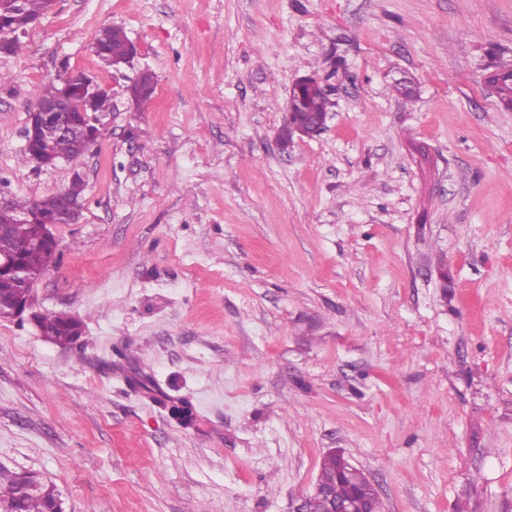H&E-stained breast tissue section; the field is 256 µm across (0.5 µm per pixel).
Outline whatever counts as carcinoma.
<instances>
[{
  "label": "carcinoma",
  "instance_id": "cac0c4a2",
  "mask_svg": "<svg viewBox=\"0 0 512 512\" xmlns=\"http://www.w3.org/2000/svg\"><path fill=\"white\" fill-rule=\"evenodd\" d=\"M52 8V0H0V41L6 44V53L16 54L21 49L19 34L26 31L28 20L36 19ZM130 43L126 33L120 27H107L101 30L95 38L93 48L102 64L109 68L113 66V58L125 54ZM490 83L496 89L501 104L507 110H512V59L497 65V70L490 78ZM136 104L140 107L147 105L155 90L154 76L149 72L141 73L132 86ZM331 105L329 95L323 86L316 83H306L293 92L288 111L327 113ZM47 145L51 153L69 162H74L84 154L75 141L69 137L47 136ZM85 191V181L81 177L72 179L64 195L41 200H22L11 198L9 207L0 211V225L5 228L12 239L25 243L34 240L42 241L40 248L27 252L22 261L25 266L36 273L49 270L54 266L56 257V242H46V220L58 213L62 198L82 203ZM19 213H28V222L18 224L15 217ZM18 283L9 273L0 272V300L8 301L18 293ZM39 318L55 329V337L62 346H68L75 341L71 334V326L75 318L63 313H43ZM33 479L40 483L37 492H21L20 475L0 467V505L12 509V512H48L52 501L58 495L53 484L41 480L38 475ZM364 474L353 471L344 479L336 481V497L352 496L353 489L363 485Z\"/></svg>",
  "mask_w": 512,
  "mask_h": 512
}]
</instances>
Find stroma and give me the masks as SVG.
<instances>
[{"label": "stroma", "mask_w": 512, "mask_h": 512, "mask_svg": "<svg viewBox=\"0 0 512 512\" xmlns=\"http://www.w3.org/2000/svg\"><path fill=\"white\" fill-rule=\"evenodd\" d=\"M119 26L130 63L104 69ZM0 53V190L86 183L37 309L0 320V466L65 512H296L342 450L383 512H512V0H55ZM151 72L153 104L128 88ZM112 105L23 159L57 76ZM317 137L280 148L297 80ZM130 43L126 33L120 27H107L101 30L95 38L93 48L102 64L113 67V58L122 57ZM489 82L495 87L505 109L512 110V59L500 62ZM69 78L64 79L66 95L63 108L52 109L48 105L38 104L29 112L28 124L25 129V150L29 149L32 143L39 142L42 130L48 126L54 127L60 134L68 136L57 137L49 134L46 143L53 155L64 158L69 162L78 160L80 156L98 142L101 131L93 117L86 114L84 102L94 95L92 112H110L111 106L108 94L102 92L95 95L97 91L101 90L98 83L88 76H76L82 91L90 90L87 97L83 101L79 100V104H76V100L72 99L69 85L66 82ZM75 115H78L79 119H76ZM72 137H77L82 141L85 151L77 146ZM331 105L329 95L323 86L306 83L293 91L289 100L288 112H318L327 114ZM30 311L29 318L35 322L37 325L40 334L42 337H44L46 340L53 342L54 344L58 345L55 337L58 341V343L62 346H69L72 344L79 336L73 338L71 334V326L74 322L78 323L73 316L63 314V313H43L39 314V318L44 323L48 324L49 326L53 327L56 331L55 337L54 336H48V333H46L39 324L36 323L34 317L36 315V312L33 311V305L30 299V296L26 290H23V292L13 301L9 303H1L0 302V320H14L19 319L22 317V315L26 312ZM80 326V324H79Z\"/></svg>", "instance_id": "stroma-1"}]
</instances>
